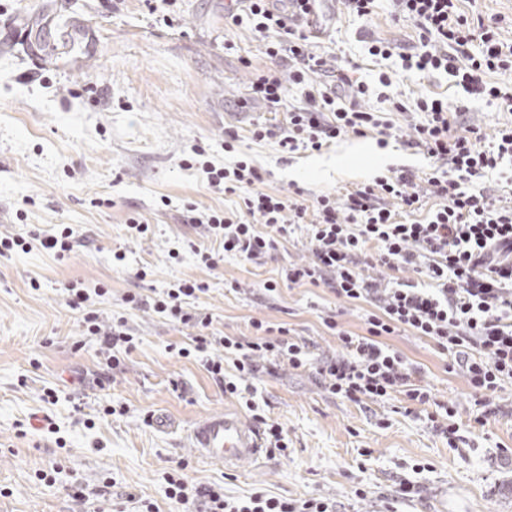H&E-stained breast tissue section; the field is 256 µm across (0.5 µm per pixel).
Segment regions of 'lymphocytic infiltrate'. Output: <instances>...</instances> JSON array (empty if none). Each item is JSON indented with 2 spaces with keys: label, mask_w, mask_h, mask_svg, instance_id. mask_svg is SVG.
<instances>
[{
  "label": "lymphocytic infiltrate",
  "mask_w": 512,
  "mask_h": 512,
  "mask_svg": "<svg viewBox=\"0 0 512 512\" xmlns=\"http://www.w3.org/2000/svg\"><path fill=\"white\" fill-rule=\"evenodd\" d=\"M310 2L244 0L242 8L225 13L227 25L249 24L273 61L253 73L249 99L284 117L256 124L253 139L277 140L293 153L322 150L349 134L374 132L383 144L399 138L398 127L356 102L348 106L342 101L346 90L356 101L374 94L393 110L406 111L389 72H379L373 89L352 81L335 58L319 52L305 23ZM459 2L392 0L395 16L414 23L417 44L405 52L373 38L367 52L396 60L407 74L448 75L467 94L512 112V41L502 38L499 19L467 16ZM292 88L300 91L301 102L289 107L285 100ZM414 107L425 119L414 125L408 144L434 159L429 172L419 176L391 169L343 196L316 195L309 205L303 204L298 187L264 191V176L251 162L219 165L201 146L186 161L200 172L208 190L243 202L236 211H201L186 204L188 223L203 226L213 241L194 249L202 265L213 269L227 257L260 262L302 226L309 238V261L286 265L280 282H265L264 290L275 291L281 282L309 285L328 289L348 304L371 305L360 334L340 327L334 316L324 317L339 353L312 359L308 345L289 336L286 328L255 320L252 339L221 337L224 355L215 359L207 354L212 319L192 308L207 291L205 282L181 279L153 297L135 291L123 297L130 308L196 329L193 348L181 349V356L204 355L207 372L260 425L269 454L287 456L288 435L281 423L265 415L246 381L282 365L313 368L326 392L358 405L403 398L425 412L449 447H456L461 440L458 409L437 400L423 385L420 367L388 344V337L401 331L427 338L446 356L449 371L465 376L479 408L476 424L485 425L503 412L500 393L512 383V200L486 187L484 180L512 165V122L502 123L488 141L467 121L464 109H450L440 97H418ZM73 236L67 225L41 237L31 230L0 236V256L28 250L36 241L62 258L71 251ZM409 268L426 278L425 287L400 279V272ZM106 293L102 285L89 289L72 284L66 304L80 314L87 335L100 338L104 364L114 370L135 348L136 339L125 317L107 322L92 309V297ZM228 362L233 365L229 371L224 368ZM166 484L168 498L186 512H344L340 502L326 497L229 496L221 485L188 482L178 468L168 473Z\"/></svg>",
  "instance_id": "1"
}]
</instances>
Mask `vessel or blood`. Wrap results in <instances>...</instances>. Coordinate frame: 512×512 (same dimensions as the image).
I'll list each match as a JSON object with an SVG mask.
<instances>
[{
	"label": "vessel or blood",
	"mask_w": 512,
	"mask_h": 512,
	"mask_svg": "<svg viewBox=\"0 0 512 512\" xmlns=\"http://www.w3.org/2000/svg\"><path fill=\"white\" fill-rule=\"evenodd\" d=\"M189 441L199 457L228 470L258 462L264 453L256 424L231 408L197 420L189 433Z\"/></svg>",
	"instance_id": "1"
}]
</instances>
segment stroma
Listing matches in <instances>:
<instances>
[{
    "label": "stroma",
    "mask_w": 512,
    "mask_h": 512,
    "mask_svg": "<svg viewBox=\"0 0 512 512\" xmlns=\"http://www.w3.org/2000/svg\"><path fill=\"white\" fill-rule=\"evenodd\" d=\"M224 5L174 0L153 14L144 0H0V235L25 223L43 233L60 224L75 232L62 259L37 245L0 256V512H135L141 500L157 512H182L167 498L165 481L181 463L188 481L218 483L232 495H321L347 512H375L401 473L412 475L420 492L399 500V512H512V418L462 426L464 441L454 450L425 418L406 414L403 401L367 409L329 396L308 371L280 368L251 381L265 415L288 433L287 457L267 456L258 468L234 473L198 458L186 443L199 416L239 403L198 356H179L190 330L126 308V292L151 296L180 279L202 280L209 289L196 306L211 316L212 333L248 339L258 319L330 352L337 340L323 326L322 310L338 309L356 333L366 314L311 286L258 295L282 265L308 260L302 228L265 263L228 257L212 270L200 265L191 247L208 239L202 226L184 222L183 204L228 210L240 199L209 191L184 166L192 147H205L216 163L231 162L224 139L235 132L238 152L262 169L264 190L297 186L309 198L340 196L386 170L430 164L422 152L380 145L372 133L319 152L253 141V123L272 114L249 102L248 85L253 69L270 61L248 25H225ZM329 13L321 46L368 83L379 67L364 39L408 44L416 37L412 22L392 16L388 0H379L369 20L350 15L343 0H333ZM394 80L405 98L438 93L449 105H467L484 136L512 120V112L466 94L450 77ZM133 216L151 225L148 237H131ZM34 280L39 289L31 288ZM77 280L108 285L95 308L107 319L125 316L138 337L122 370L105 369L98 339L85 335L66 305L65 289ZM388 342L421 366L437 399L469 415L465 377L447 372L428 340L401 332ZM48 389L55 404L43 401ZM107 404L118 414L103 415ZM161 414L176 428L151 423ZM381 419L387 428L378 427ZM416 463L425 466L417 475ZM101 486L104 497H95ZM359 488L368 490L366 499L356 497Z\"/></svg>",
    "instance_id": "1"
}]
</instances>
